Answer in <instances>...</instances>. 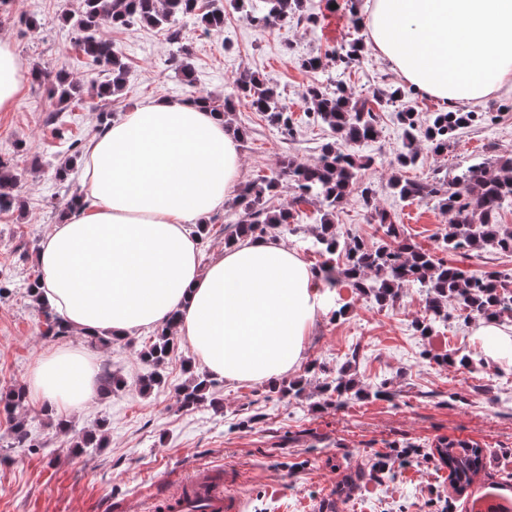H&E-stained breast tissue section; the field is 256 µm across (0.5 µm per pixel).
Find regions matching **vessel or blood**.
<instances>
[{"mask_svg":"<svg viewBox=\"0 0 512 512\" xmlns=\"http://www.w3.org/2000/svg\"><path fill=\"white\" fill-rule=\"evenodd\" d=\"M149 512H243L242 498L224 489L223 470L199 467L184 475L175 491L150 500Z\"/></svg>","mask_w":512,"mask_h":512,"instance_id":"vessel-or-blood-1","label":"vessel or blood"}]
</instances>
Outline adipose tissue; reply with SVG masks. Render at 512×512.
<instances>
[{
  "label": "adipose tissue",
  "mask_w": 512,
  "mask_h": 512,
  "mask_svg": "<svg viewBox=\"0 0 512 512\" xmlns=\"http://www.w3.org/2000/svg\"><path fill=\"white\" fill-rule=\"evenodd\" d=\"M368 45L447 112L512 95V0H367ZM27 79L0 37V111ZM229 120L156 97L108 123L82 158L84 199L36 256L41 298L80 335L124 339L173 326L207 372L273 384L299 366L321 301L316 274L281 238L239 237L203 261L199 225L238 188ZM28 390L58 411L98 395L88 353L39 359Z\"/></svg>",
  "instance_id": "adipose-tissue-1"
}]
</instances>
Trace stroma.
I'll return each mask as SVG.
<instances>
[{"instance_id": "1", "label": "stroma", "mask_w": 512, "mask_h": 512, "mask_svg": "<svg viewBox=\"0 0 512 512\" xmlns=\"http://www.w3.org/2000/svg\"><path fill=\"white\" fill-rule=\"evenodd\" d=\"M78 0H8L0 6V36L10 38L25 69L66 72L82 89L75 110L60 113L56 124L46 118L55 110L36 82L24 85L11 109L0 112V160L17 176L14 208L0 212V278L8 290L0 296V392L27 388L42 354L59 347H82L97 366L122 379L121 389L98 395L86 410L66 414L26 398L15 415L0 412V512H141L152 492H173L180 476L201 464L223 467L228 489L242 496L246 512H465L467 496L454 495L448 472L425 456L442 440L478 444L485 473L467 495H477L487 480L505 482L512 475V360L484 370L480 378L459 366L436 364L434 355L456 349L486 358L485 341L476 334L479 320L450 309L448 320L432 335L416 332L415 320L426 315L425 291L403 287L397 301L379 308L348 282L319 281L322 309L312 327L304 359L293 372L302 381L301 397L289 398L269 384L217 381L213 391L220 407L202 403L181 407L179 394L190 374L193 355L178 343L163 366L160 388L142 392L139 378L147 367L141 353L155 332L109 347L90 346L76 334L43 335V316L28 290L38 273L36 253L47 228L60 222L73 195L86 191L78 172L58 181L54 170L71 157L72 141L98 126L103 109L121 118L156 96L187 99L204 92L224 98L243 71L259 74L275 86L297 122L284 139L260 113L238 101L231 128L243 129L239 143L243 181L278 171L284 158L315 161L328 129L309 122L303 100L312 84L344 82L353 97L371 98L399 87L387 61L364 50L351 71L329 66L302 68L303 59L324 55L348 43L353 28L346 0L326 9L325 0H304L310 24L288 20L269 30L244 14L226 10L222 28L208 30L192 17L177 25L178 39L166 31L137 23L103 32L120 52L128 70L122 92L103 104L96 88L108 80L75 47L76 34L66 14ZM335 28H328V19ZM186 48L194 83L177 77L171 59ZM432 112L435 101L412 95L380 114L379 135L363 146L371 165L359 173L375 191V207L389 211L411 244L462 270L512 274V254L445 251L438 238L448 222L434 203L404 200L389 187L392 175L428 181L456 175L466 167L512 158V96L476 105L485 113L450 143L445 154L421 145L416 165L394 170L401 130L393 112L407 106ZM359 196H351L336 214L341 236H357L367 245L385 243L380 224ZM345 308L342 317L332 312ZM356 353L365 387L387 383L393 400L352 399L344 406L325 404L319 387L335 375L346 354ZM23 419L30 441L18 444L13 425ZM107 421L103 447L74 448L77 434L96 432ZM385 461L390 480L378 481L375 467Z\"/></svg>"}]
</instances>
